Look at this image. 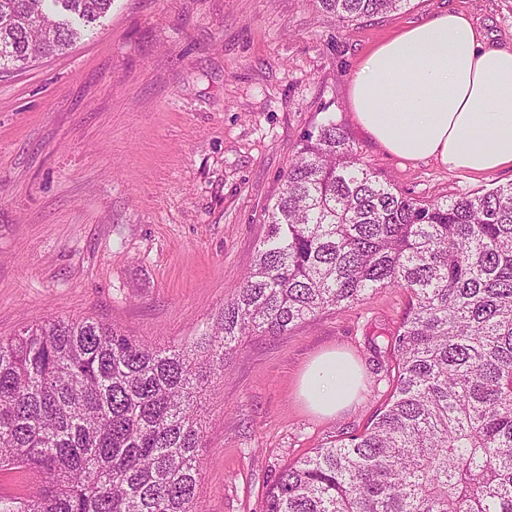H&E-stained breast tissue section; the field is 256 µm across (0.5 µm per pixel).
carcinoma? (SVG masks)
Instances as JSON below:
<instances>
[{"mask_svg":"<svg viewBox=\"0 0 512 512\" xmlns=\"http://www.w3.org/2000/svg\"><path fill=\"white\" fill-rule=\"evenodd\" d=\"M0 0V73L71 47L112 0ZM339 21L409 0H315ZM254 265L214 333L158 347L90 319L0 338V512H199L203 398L242 336L284 334L381 288L411 304L394 392L361 434L285 465L263 512H512V184L403 194L344 128L302 139Z\"/></svg>","mask_w":512,"mask_h":512,"instance_id":"1","label":"carcinoma"}]
</instances>
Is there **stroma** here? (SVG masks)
<instances>
[{"instance_id":"stroma-1","label":"stroma","mask_w":512,"mask_h":512,"mask_svg":"<svg viewBox=\"0 0 512 512\" xmlns=\"http://www.w3.org/2000/svg\"><path fill=\"white\" fill-rule=\"evenodd\" d=\"M448 10L512 44V0H410L351 23L314 0H113L65 53L0 74V337L62 317L157 346L200 341L254 263L302 136L330 119L409 197L511 184V169L397 158L351 110L363 56ZM408 304L381 289L242 338L207 392L204 512H261L280 468L364 431L393 393L384 347ZM328 350L362 374L353 404L322 417L297 388Z\"/></svg>"}]
</instances>
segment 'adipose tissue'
<instances>
[{"label":"adipose tissue","instance_id":"ef3b65f1","mask_svg":"<svg viewBox=\"0 0 512 512\" xmlns=\"http://www.w3.org/2000/svg\"><path fill=\"white\" fill-rule=\"evenodd\" d=\"M359 125L389 153L488 174L512 167V47L488 45L473 21L448 12L374 47L350 81ZM359 368L328 352L306 369L299 394L333 416L349 406Z\"/></svg>","mask_w":512,"mask_h":512}]
</instances>
